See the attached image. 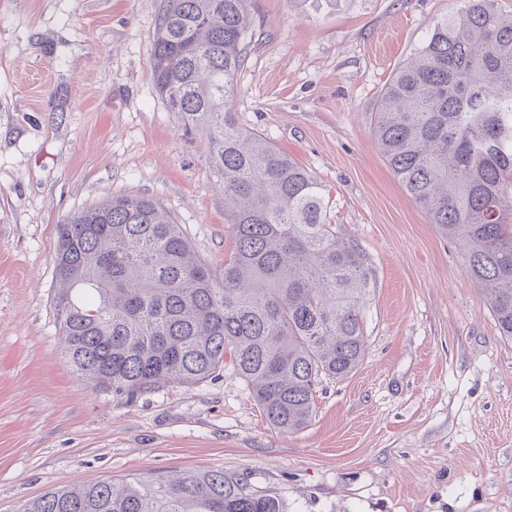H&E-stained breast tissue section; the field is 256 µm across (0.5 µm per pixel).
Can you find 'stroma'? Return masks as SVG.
Returning a JSON list of instances; mask_svg holds the SVG:
<instances>
[{"instance_id":"35a3bbf8","label":"stroma","mask_w":512,"mask_h":512,"mask_svg":"<svg viewBox=\"0 0 512 512\" xmlns=\"http://www.w3.org/2000/svg\"><path fill=\"white\" fill-rule=\"evenodd\" d=\"M160 0H0V512L104 479L221 470L285 512H512V340L457 245L412 202L371 120L458 0H249L232 93L322 185L366 253L367 351L312 423L272 426L232 365L133 401L80 380L53 312L58 226L111 195L159 200L221 269L232 238L207 139L151 71Z\"/></svg>"}]
</instances>
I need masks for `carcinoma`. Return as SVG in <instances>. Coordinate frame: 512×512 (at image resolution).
<instances>
[{
	"instance_id": "obj_1",
	"label": "carcinoma",
	"mask_w": 512,
	"mask_h": 512,
	"mask_svg": "<svg viewBox=\"0 0 512 512\" xmlns=\"http://www.w3.org/2000/svg\"><path fill=\"white\" fill-rule=\"evenodd\" d=\"M398 67L373 116L376 147L413 202L463 251L512 339V17L463 0ZM254 34L247 0H162L156 89L187 131L209 139L233 247L214 271L156 199L120 195L58 227L56 322L73 370L132 401L193 385L225 358L277 428L316 413L321 378L366 353L372 275L327 223L322 185L263 134L242 128L234 78ZM21 512H282L247 478L185 472L51 489Z\"/></svg>"
}]
</instances>
